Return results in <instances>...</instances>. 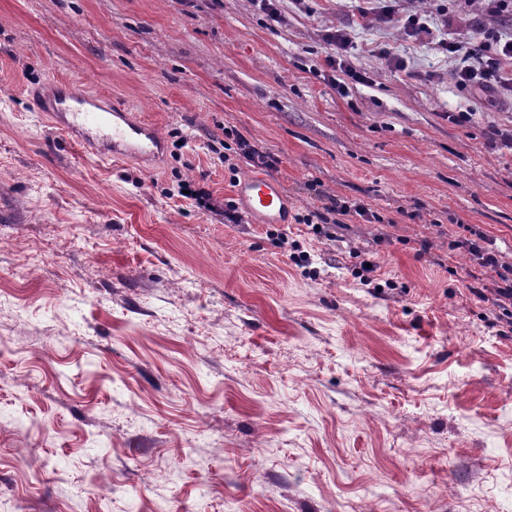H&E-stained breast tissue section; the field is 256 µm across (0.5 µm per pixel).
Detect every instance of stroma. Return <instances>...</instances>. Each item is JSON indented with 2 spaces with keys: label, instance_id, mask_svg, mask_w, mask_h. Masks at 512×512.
<instances>
[{
  "label": "stroma",
  "instance_id": "1",
  "mask_svg": "<svg viewBox=\"0 0 512 512\" xmlns=\"http://www.w3.org/2000/svg\"><path fill=\"white\" fill-rule=\"evenodd\" d=\"M398 8L427 30L366 0H282L275 22L253 0H0L11 512H512V325L449 246L472 228L512 265V145L488 137L512 91L458 90L439 46L512 16ZM336 29L365 81L327 66ZM48 75L155 123L159 156L93 162L33 112ZM238 133L278 157L288 223L177 196L234 199L255 168L209 144ZM330 196L379 219L314 235L297 217Z\"/></svg>",
  "mask_w": 512,
  "mask_h": 512
}]
</instances>
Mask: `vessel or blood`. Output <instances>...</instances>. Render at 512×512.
Wrapping results in <instances>:
<instances>
[{
	"mask_svg": "<svg viewBox=\"0 0 512 512\" xmlns=\"http://www.w3.org/2000/svg\"><path fill=\"white\" fill-rule=\"evenodd\" d=\"M30 102L65 132L78 133L102 163L149 158L161 149V136L152 124L133 119L123 106L76 84L53 81L51 91L33 92ZM235 194L251 223H287L288 198L277 178L246 175L237 183Z\"/></svg>",
	"mask_w": 512,
	"mask_h": 512,
	"instance_id": "1",
	"label": "vessel or blood"
}]
</instances>
